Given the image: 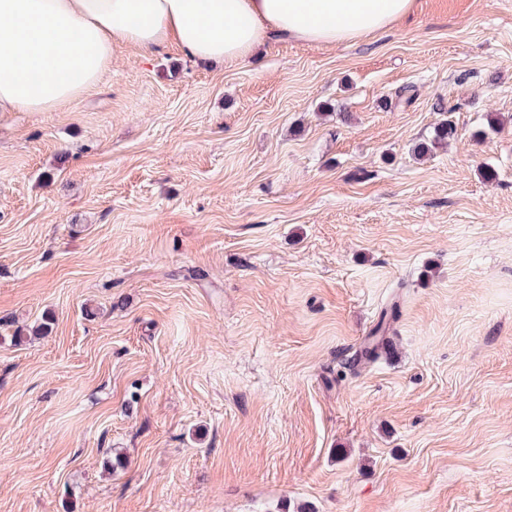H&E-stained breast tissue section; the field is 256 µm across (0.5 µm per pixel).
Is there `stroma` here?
<instances>
[{"instance_id": "35a3bbf8", "label": "stroma", "mask_w": 512, "mask_h": 512, "mask_svg": "<svg viewBox=\"0 0 512 512\" xmlns=\"http://www.w3.org/2000/svg\"><path fill=\"white\" fill-rule=\"evenodd\" d=\"M301 506L512 512V0L0 113V512ZM399 314L397 302H394L389 309H385L377 325L371 331L370 336L355 353L353 358V367H359L371 362H375L380 357L382 351V340L380 335H384L386 327L390 320L396 319Z\"/></svg>"}]
</instances>
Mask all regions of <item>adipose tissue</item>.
Instances as JSON below:
<instances>
[{"mask_svg":"<svg viewBox=\"0 0 512 512\" xmlns=\"http://www.w3.org/2000/svg\"><path fill=\"white\" fill-rule=\"evenodd\" d=\"M413 0H0V112H54L123 47L233 66L277 41L332 46L392 27Z\"/></svg>","mask_w":512,"mask_h":512,"instance_id":"ef3b65f1","label":"adipose tissue"}]
</instances>
